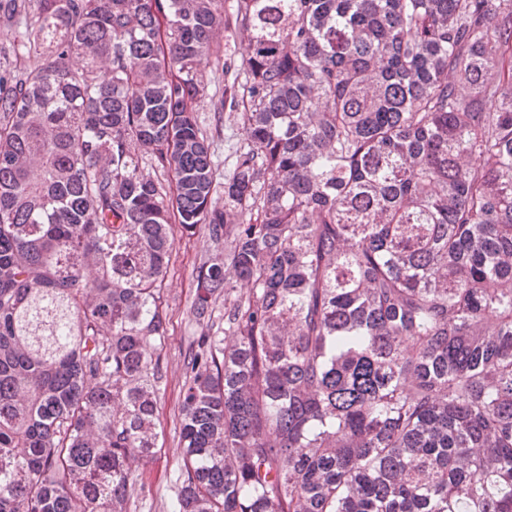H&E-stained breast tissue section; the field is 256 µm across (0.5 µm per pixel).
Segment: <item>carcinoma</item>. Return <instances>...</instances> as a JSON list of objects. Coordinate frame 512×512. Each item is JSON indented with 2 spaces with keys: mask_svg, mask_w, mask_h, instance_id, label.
<instances>
[{
  "mask_svg": "<svg viewBox=\"0 0 512 512\" xmlns=\"http://www.w3.org/2000/svg\"><path fill=\"white\" fill-rule=\"evenodd\" d=\"M0 512H512V0H0ZM247 41L224 64L219 30ZM234 69L217 181L195 104ZM224 299V338L214 305ZM244 138L245 130L241 121L239 119L227 121L225 117L221 137L215 140L211 148V151H214V159L219 164L220 173L224 174V171L229 169L232 147ZM210 253V244L201 234L193 237L176 234L164 292L167 302V336L162 350L166 387L159 402V441L157 460L148 465L134 463L136 488L145 487L131 512H166L165 505L175 495L179 481L181 455L179 408L183 381V353L193 327L187 308L195 290V271L200 259Z\"/></svg>",
  "mask_w": 512,
  "mask_h": 512,
  "instance_id": "obj_1",
  "label": "carcinoma"
}]
</instances>
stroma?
Here are the masks:
<instances>
[{"label":"stroma","instance_id":"stroma-1","mask_svg":"<svg viewBox=\"0 0 512 512\" xmlns=\"http://www.w3.org/2000/svg\"><path fill=\"white\" fill-rule=\"evenodd\" d=\"M210 244L203 235L176 236L164 292L167 302V336L162 350L166 387L159 402V441L157 459L144 465L134 463V479L145 491L131 507V512H165V505L175 495L181 455L179 408L183 381V354L193 327L187 308L195 290V271Z\"/></svg>","mask_w":512,"mask_h":512}]
</instances>
